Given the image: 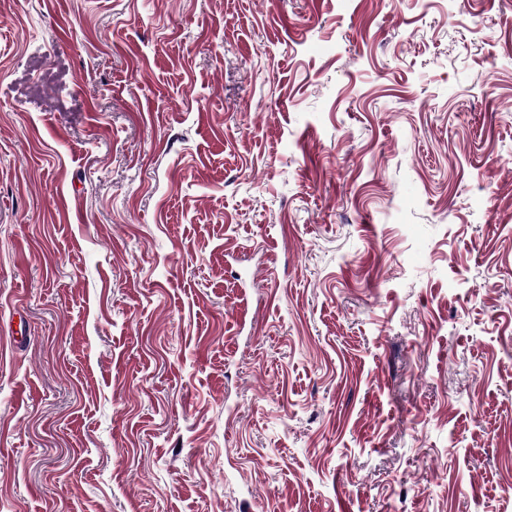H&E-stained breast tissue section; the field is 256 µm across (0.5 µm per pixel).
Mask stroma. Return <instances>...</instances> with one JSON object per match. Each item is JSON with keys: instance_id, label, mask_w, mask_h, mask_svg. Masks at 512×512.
Wrapping results in <instances>:
<instances>
[{"instance_id": "1", "label": "stroma", "mask_w": 512, "mask_h": 512, "mask_svg": "<svg viewBox=\"0 0 512 512\" xmlns=\"http://www.w3.org/2000/svg\"><path fill=\"white\" fill-rule=\"evenodd\" d=\"M0 512H512V0H0Z\"/></svg>"}]
</instances>
